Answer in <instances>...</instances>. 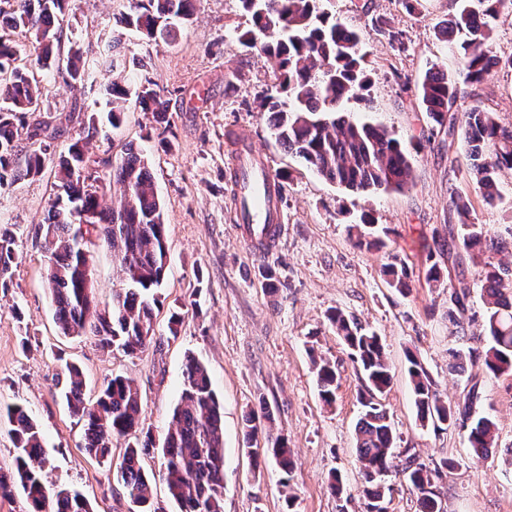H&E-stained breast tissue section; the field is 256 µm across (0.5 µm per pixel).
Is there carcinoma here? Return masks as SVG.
Returning <instances> with one entry per match:
<instances>
[{
	"label": "carcinoma",
	"instance_id": "carcinoma-1",
	"mask_svg": "<svg viewBox=\"0 0 512 512\" xmlns=\"http://www.w3.org/2000/svg\"><path fill=\"white\" fill-rule=\"evenodd\" d=\"M195 0H127L126 10L114 17L115 24L140 32L151 40L169 41L175 22L190 19ZM250 13L253 28L239 40L274 62L279 92L267 98L266 112L277 141L304 160L319 176L353 194L399 191L411 174L410 152L387 129L345 115L347 105L365 102L367 76L363 67V35L331 18L318 7V0H241ZM68 0H0V188L38 176L45 165L42 149L25 155V166L15 162L21 130L33 140L46 131L35 118L41 111V86L37 71L65 65L71 81L82 80L86 61L78 49L61 57V43ZM503 10H512V0H462V6L440 31L451 42L462 33L461 65L464 80L442 71L429 72L419 87L421 102L430 118L448 134L460 133L468 146L470 170L492 205L501 198L500 173L512 169V126L500 125L494 113L478 104L462 116L448 115L449 108L464 95L462 85L482 83L495 68L512 69V56L497 55L492 43L491 21ZM18 30L35 36L33 49L14 38ZM111 125L117 126L127 103L128 90L114 79L106 88ZM143 112L164 123L166 100L148 86L137 93ZM112 169V180L123 187L120 198L108 206L99 194L100 176L91 167L80 141L68 145L56 163L57 193L45 223L38 225L35 239L48 260L46 281L55 305L56 324L63 336L91 335L101 348L117 347L134 355L157 343L154 307L167 268L168 227L156 193L148 160L128 146L117 163L99 161ZM465 234V252L483 256L485 277L483 331L476 338L481 347L465 352L448 349L450 367L463 361L479 372L512 375V268L500 256L512 255V237L503 238L479 224L468 223L469 204L460 196L451 200ZM101 239L112 248L118 287L112 309L93 305L94 280H86L90 247ZM18 259L12 225L0 224V288L12 280ZM390 287L409 290V272L393 258L384 265ZM470 288L463 279L450 295L453 308L448 320L461 326L466 318ZM329 322L359 365L364 389L359 395L361 414L355 426L358 462L364 476L363 495L367 512H386L385 486L380 477L392 463L395 438L381 403L391 384V371L378 336L341 310ZM408 373L413 385L417 418L422 424L460 425L468 428L467 440L475 460L482 461L497 445V425L488 416L472 418L481 400L474 383L463 399L440 398L428 372L417 358L408 355ZM321 400H336V370L327 361L315 365ZM69 413L84 427L85 452L98 460L112 457V439L143 431L140 396L132 381L122 375L107 379L93 400L85 398L82 373L66 365L61 391ZM266 402L244 419L248 453L270 454L287 476L295 462L287 441L266 434L265 447H253L258 431L272 422ZM8 426L16 456L12 469L0 470V497L22 493L26 512H91L76 490L49 491L45 479L42 433L36 420L19 405L0 411ZM169 498L180 512H224V409L212 388L209 372L193 356L182 370V390L161 441ZM155 449L150 433L126 444L122 460L113 472L131 505V512H166L153 497L151 479L142 460ZM417 490L419 512H443L432 490L431 472L410 457L403 468Z\"/></svg>",
	"mask_w": 512,
	"mask_h": 512
}]
</instances>
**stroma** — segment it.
<instances>
[{"instance_id": "1", "label": "stroma", "mask_w": 512, "mask_h": 512, "mask_svg": "<svg viewBox=\"0 0 512 512\" xmlns=\"http://www.w3.org/2000/svg\"><path fill=\"white\" fill-rule=\"evenodd\" d=\"M123 4L70 0L62 40L97 51L113 47L119 58L115 74L129 91L152 80L169 101L166 144L158 142L151 113L135 106L119 127L111 126L108 73L94 69L69 85L44 70L38 74L42 114L60 134L50 142L41 176L0 191V224L14 225L18 252L12 281L0 288V407L23 406L38 422L49 488L79 490L92 512H129L112 477L126 441H113L108 464L84 453L83 428L59 396L64 361L80 367L91 393L112 374L132 379L144 426L158 439L180 399L184 363L193 356L208 368L224 406V512H366L355 441L361 374L328 321L337 308L380 337L391 367L392 383L382 397L396 437L384 477L387 512H418L417 496L402 474L410 456L431 467L452 461V469L432 478L444 512H512V376L479 377V409L495 419L498 446L477 463L463 428L420 425L407 373L412 353L443 399L453 402L466 392V374L448 365L449 348L459 344L448 320L451 286L426 280L430 264L448 265L447 255L430 254L429 248L458 221L451 197L469 200L473 223L501 233L512 227V170L501 175L498 204L485 205L468 169L466 143L449 139L419 97L429 70L460 71L457 44L437 34L459 0H420L411 13L402 0H323L325 11L366 36L370 104L354 106V118L386 127L411 153L408 186L371 195L343 191L275 140L260 108L277 91L274 64L238 42L250 25L240 0H196L169 44L116 26L113 16ZM391 31L401 32L403 47L392 46ZM475 94L499 123L512 124V70L494 71ZM92 121L103 134L87 139V156L115 161L126 147L141 150L169 226V269L155 310L161 342L133 356L100 349L88 337L59 334L46 261L35 244L34 230L47 218L58 153L87 138ZM231 132L250 138L282 180L284 233L266 264L235 231L226 140ZM365 212L374 220L380 249L356 244L353 220ZM394 257L408 268V294L391 288L382 273ZM92 264L95 302L110 308L116 273L106 243L93 247ZM267 265L274 279L263 277ZM174 312L182 322L173 336L168 321ZM316 356L336 366V402L330 406L318 395ZM263 401L274 411L273 431L293 452L291 477L272 458L251 457L244 445L243 417ZM334 473L342 477L344 495L329 490Z\"/></svg>"}]
</instances>
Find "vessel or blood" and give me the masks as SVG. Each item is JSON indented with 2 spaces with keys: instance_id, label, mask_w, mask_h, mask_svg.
<instances>
[{
  "instance_id": "1",
  "label": "vessel or blood",
  "mask_w": 512,
  "mask_h": 512,
  "mask_svg": "<svg viewBox=\"0 0 512 512\" xmlns=\"http://www.w3.org/2000/svg\"><path fill=\"white\" fill-rule=\"evenodd\" d=\"M233 190L238 202V236L260 259L269 257L281 233L278 200L283 188L269 164L257 163L252 142L236 136Z\"/></svg>"
}]
</instances>
